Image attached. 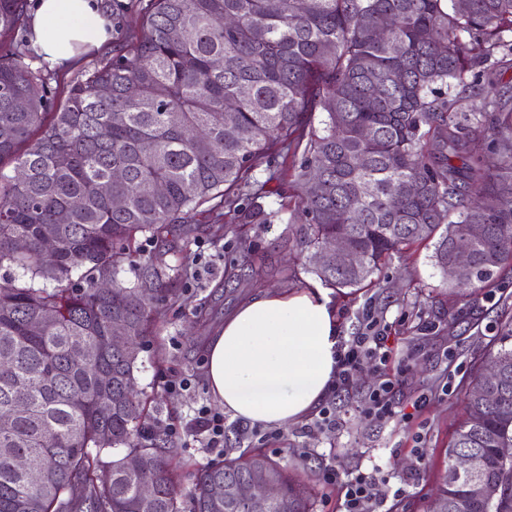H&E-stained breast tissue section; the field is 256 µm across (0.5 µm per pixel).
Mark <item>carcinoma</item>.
<instances>
[{
  "mask_svg": "<svg viewBox=\"0 0 512 512\" xmlns=\"http://www.w3.org/2000/svg\"><path fill=\"white\" fill-rule=\"evenodd\" d=\"M138 11V35L72 84L49 118L58 75L34 65L28 0H0V269L21 270L0 282V411L19 408L0 426V512H310L306 486L259 450L225 453L180 490L172 450L145 433L143 400L130 390L137 358L112 349V320L127 322L136 345L154 326L163 282L139 239L168 243L187 219L226 210L239 224L266 222L265 187L283 173L261 182L255 171L286 151L302 156L300 241L324 286L353 295L395 252L431 240L442 269L454 241L469 239L471 274L452 288L485 287L512 262V96L498 89L512 69V0H469L465 10L457 0H138ZM100 86L111 93L97 95ZM475 92L485 96L477 117L462 109ZM474 224L484 233L472 240ZM338 234L358 267L317 260ZM126 266L150 291L119 280ZM106 276L110 297L99 287ZM47 312L42 328L29 326ZM98 343L99 357L81 358ZM489 354L501 374L474 377L447 455L479 454L499 502L475 499L448 469L433 512H512V465L499 455L512 448V324ZM19 456L39 482L16 467ZM256 477L279 487L260 510L210 496L215 484Z\"/></svg>",
  "mask_w": 512,
  "mask_h": 512,
  "instance_id": "obj_1",
  "label": "carcinoma"
}]
</instances>
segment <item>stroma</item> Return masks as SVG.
Segmentation results:
<instances>
[{
  "instance_id": "stroma-1",
  "label": "stroma",
  "mask_w": 512,
  "mask_h": 512,
  "mask_svg": "<svg viewBox=\"0 0 512 512\" xmlns=\"http://www.w3.org/2000/svg\"><path fill=\"white\" fill-rule=\"evenodd\" d=\"M111 44L91 48L74 63L59 67L53 103L65 100L82 71L111 56ZM299 186L283 184L281 195L264 198L271 215L250 225L247 240L209 222L184 227L186 251L165 250L142 241L144 255H162L165 296L156 306V331L139 353L137 385L147 397V427L165 429L176 454L182 487H189L196 468L210 463L218 451L202 447L185 429L193 406L214 405L208 388L205 348L225 317L261 288L300 290L318 286L306 270V254L296 242L303 216L288 218L282 205H295ZM433 246L406 247L377 272V285L353 298L333 295L341 336L357 334L361 315L372 308L390 328L392 355L379 365H364L353 385L323 404L336 412L335 429L311 436L304 423L271 428L264 453L289 466L312 488L313 512H338V491L325 476L322 463L335 457L340 470L371 472L392 487H404L396 512H430L436 487L448 465V441L466 416V393L506 322L512 321V270L497 287L472 295L452 292L435 266ZM398 378L396 405L410 407L427 395L425 407L410 420L382 423L361 409L363 397L386 378ZM187 378L191 388L166 389L170 379Z\"/></svg>"
}]
</instances>
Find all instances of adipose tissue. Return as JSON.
I'll list each match as a JSON object with an SVG mask.
<instances>
[{
	"instance_id": "obj_1",
	"label": "adipose tissue",
	"mask_w": 512,
	"mask_h": 512,
	"mask_svg": "<svg viewBox=\"0 0 512 512\" xmlns=\"http://www.w3.org/2000/svg\"><path fill=\"white\" fill-rule=\"evenodd\" d=\"M31 27L39 54L51 64L74 61L112 38L99 0H39ZM339 332L326 291H260L210 340V390L232 417L261 427L295 424L330 390Z\"/></svg>"
}]
</instances>
